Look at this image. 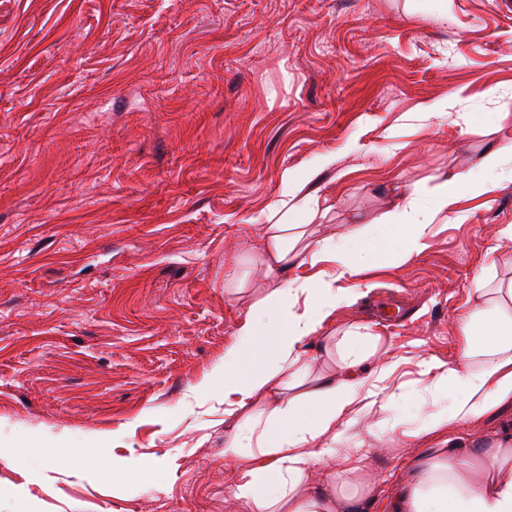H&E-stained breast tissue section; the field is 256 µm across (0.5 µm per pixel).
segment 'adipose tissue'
<instances>
[{
    "label": "adipose tissue",
    "mask_w": 512,
    "mask_h": 512,
    "mask_svg": "<svg viewBox=\"0 0 512 512\" xmlns=\"http://www.w3.org/2000/svg\"><path fill=\"white\" fill-rule=\"evenodd\" d=\"M450 184L447 178L440 181L432 211L420 212L415 199L406 196L385 215V227L408 230L404 243L391 252L395 262L420 254L436 216L453 214ZM308 210L293 191L274 203L273 222L262 241L270 273L287 269L306 253L315 262L332 259L337 279L359 278L374 238L371 226L358 223L340 241L311 244L306 226L298 222ZM337 279L290 281L255 302L223 364L202 382L203 388L223 390L225 414L236 419L224 432V453L238 464L233 494L247 512H335L340 501L347 512L354 508L353 498L337 497L335 489L312 493L306 488L312 467L329 454L316 447V440L336 436L358 405L374 397L360 370L375 353L377 335L357 327L324 336L336 358L320 374L300 353L302 342L324 335L332 312L350 302ZM476 302L477 310L457 319L464 345L454 374L462 394L450 413L430 418L429 430L482 418L512 403V285L477 289ZM387 512H512V431L497 435L490 447L469 451L443 441L433 455L414 462Z\"/></svg>",
    "instance_id": "adipose-tissue-1"
}]
</instances>
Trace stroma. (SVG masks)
Wrapping results in <instances>:
<instances>
[{"label": "stroma", "mask_w": 512, "mask_h": 512, "mask_svg": "<svg viewBox=\"0 0 512 512\" xmlns=\"http://www.w3.org/2000/svg\"><path fill=\"white\" fill-rule=\"evenodd\" d=\"M510 144L500 0H0V512H246L224 394L200 383L249 305L336 273L305 255L269 273L283 175L314 238L338 240L401 194L431 206L438 175ZM457 191L419 255L378 252L341 281L372 290L325 327L380 337L363 372L377 402L324 440L336 454L310 482L336 481L360 512L445 438L512 425L510 408L426 429L459 394L426 361L457 366L476 288L512 281L496 235L512 162L482 194ZM134 455L149 468L105 479L106 460Z\"/></svg>", "instance_id": "35a3bbf8"}]
</instances>
